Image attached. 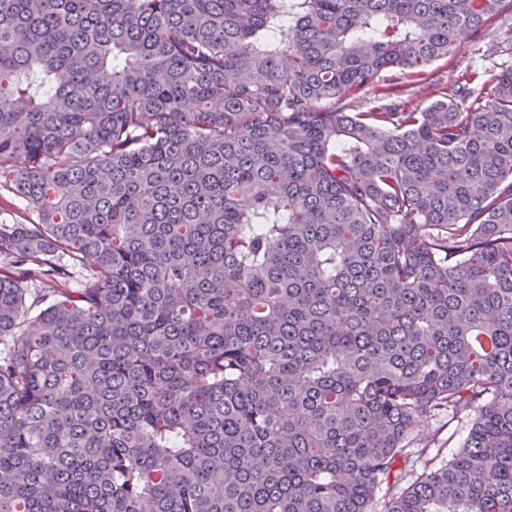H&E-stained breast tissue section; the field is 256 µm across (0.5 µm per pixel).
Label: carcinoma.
Returning <instances> with one entry per match:
<instances>
[{"mask_svg": "<svg viewBox=\"0 0 512 512\" xmlns=\"http://www.w3.org/2000/svg\"><path fill=\"white\" fill-rule=\"evenodd\" d=\"M505 2L0 0V512H512ZM512 65V11L510 6L498 17L489 21L479 32L462 44L448 57L435 61L428 74L419 78L404 79L393 72L380 75V84L396 85L401 100L412 99L423 107L440 99L457 82L477 76L478 81L499 73ZM27 213L28 210L22 200H11L10 198H7V200L0 199V225L17 224L21 222L27 223ZM469 427V424L465 421H451L448 423V416L443 415L438 419L431 420L426 428V432L430 436H435L436 444H441L445 442V440L447 441V444L442 448L443 455L445 458H448L451 452L459 447L460 443L467 435ZM450 435H452V440L448 445V437Z\"/></svg>", "mask_w": 512, "mask_h": 512, "instance_id": "carcinoma-1", "label": "carcinoma"}]
</instances>
